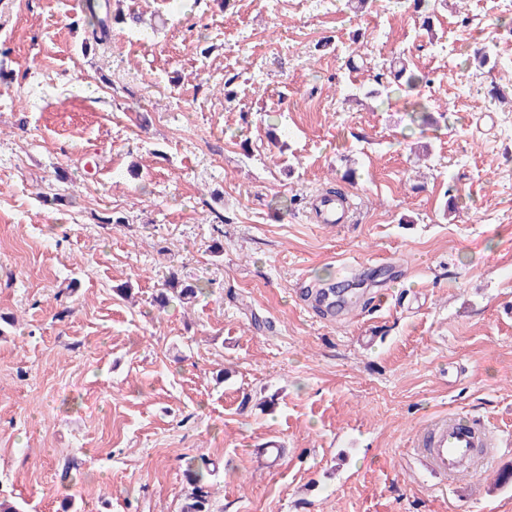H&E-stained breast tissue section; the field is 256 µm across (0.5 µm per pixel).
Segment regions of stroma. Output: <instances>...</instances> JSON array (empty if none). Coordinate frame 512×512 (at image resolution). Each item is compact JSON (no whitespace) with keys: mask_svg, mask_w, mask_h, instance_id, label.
Instances as JSON below:
<instances>
[{"mask_svg":"<svg viewBox=\"0 0 512 512\" xmlns=\"http://www.w3.org/2000/svg\"><path fill=\"white\" fill-rule=\"evenodd\" d=\"M112 7L146 26L89 48L67 0H0V500L183 512L194 457L211 512H512V0L430 32L405 0ZM398 57L428 84L366 97ZM172 270L205 294L154 306ZM333 283L362 306L320 314ZM442 413L490 465L420 466ZM312 210L319 224H344L349 219L345 201L341 202L335 196H317L312 203ZM500 446L488 426L449 414L429 421L413 441L424 467L443 478L483 468Z\"/></svg>","mask_w":512,"mask_h":512,"instance_id":"obj_1","label":"stroma"}]
</instances>
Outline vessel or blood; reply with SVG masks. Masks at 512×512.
Wrapping results in <instances>:
<instances>
[{"label": "vessel or blood", "mask_w": 512, "mask_h": 512, "mask_svg": "<svg viewBox=\"0 0 512 512\" xmlns=\"http://www.w3.org/2000/svg\"><path fill=\"white\" fill-rule=\"evenodd\" d=\"M312 209L318 223L344 224L349 211L344 202L328 195L317 196ZM413 446L424 467L439 477H456L486 466L500 443L491 429L451 415L429 421Z\"/></svg>", "instance_id": "vessel-or-blood-1"}]
</instances>
